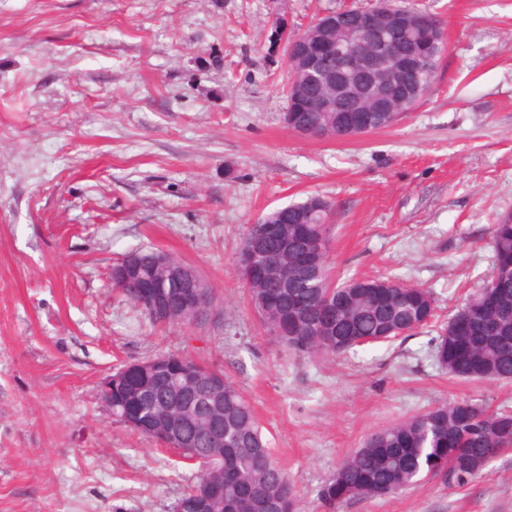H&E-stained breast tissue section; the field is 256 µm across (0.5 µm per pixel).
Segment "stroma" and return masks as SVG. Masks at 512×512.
Masks as SVG:
<instances>
[{
  "instance_id": "obj_1",
  "label": "stroma",
  "mask_w": 512,
  "mask_h": 512,
  "mask_svg": "<svg viewBox=\"0 0 512 512\" xmlns=\"http://www.w3.org/2000/svg\"><path fill=\"white\" fill-rule=\"evenodd\" d=\"M370 0H0V512H173L197 465L115 420V367L173 352L251 400L297 512L371 433L445 403L512 406L431 355L434 326L308 358L272 335L235 274L249 224L333 201L336 281L396 276L448 318L491 274L512 213V0H413L447 32L429 93L398 125L311 140L282 120L274 19L302 31ZM157 248L213 288L156 327L112 265ZM336 512H512V451L471 484L424 478Z\"/></svg>"
}]
</instances>
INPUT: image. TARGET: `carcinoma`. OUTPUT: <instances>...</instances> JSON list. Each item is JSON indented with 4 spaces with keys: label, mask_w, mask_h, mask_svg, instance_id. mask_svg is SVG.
Segmentation results:
<instances>
[{
    "label": "carcinoma",
    "mask_w": 512,
    "mask_h": 512,
    "mask_svg": "<svg viewBox=\"0 0 512 512\" xmlns=\"http://www.w3.org/2000/svg\"><path fill=\"white\" fill-rule=\"evenodd\" d=\"M354 9L339 14L336 38H352ZM427 27L422 25L392 34L395 51L408 56L426 45ZM362 116L360 112H315L304 109L288 113V129L328 128L341 132ZM332 204L319 195L276 208L248 227L238 253L236 273L248 288L251 304L264 325L291 350L303 355L340 354L355 347L390 342L429 326L435 317V301L429 290L398 277L351 278L336 283L328 273L327 256L312 254L305 235L326 234ZM494 273L482 280L455 315L470 323L468 333L472 362L467 372L473 381L512 382V215L491 228ZM159 251L138 250L112 266V284L155 325L187 324L183 295L187 281L167 279L159 288L142 289L137 282L151 276ZM161 297L165 315L153 311ZM338 338L337 346L325 337ZM454 330L444 323L432 339V356L452 376L458 375L448 360ZM139 389L128 392L112 387L116 419L132 424H157L162 402L179 395L186 398L203 392L206 374L193 359L166 353L149 359L134 371ZM480 414L497 418L501 432L474 421L475 414L451 403L417 414L370 435L362 448L349 455L330 482L320 490L326 509L353 497L377 498L395 494L421 474L463 487L481 475L487 462L503 448L512 447V409L480 407ZM173 434L194 446V453L181 454L199 464L201 476L175 503L173 512L196 500L208 471L224 473V494L206 505L210 512H255L267 501L279 512H294L295 498L288 472L273 457L254 411L243 393L224 379V449L216 453L210 422H182ZM453 453L456 474L432 471L436 460Z\"/></svg>",
    "instance_id": "cac0c4a2"
}]
</instances>
